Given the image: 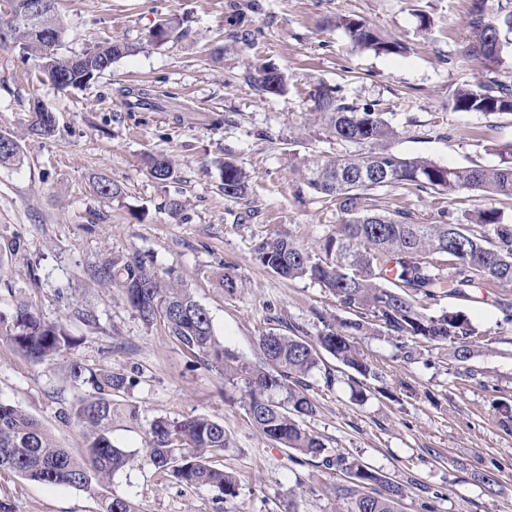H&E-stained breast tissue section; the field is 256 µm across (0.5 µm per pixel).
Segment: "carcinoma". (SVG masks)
<instances>
[{"instance_id":"carcinoma-1","label":"carcinoma","mask_w":512,"mask_h":512,"mask_svg":"<svg viewBox=\"0 0 512 512\" xmlns=\"http://www.w3.org/2000/svg\"><path fill=\"white\" fill-rule=\"evenodd\" d=\"M476 17L465 54L480 65L483 79L448 93V106L458 112L485 116L512 115V77L507 75V54L512 48V9H488L487 0H472ZM185 18L173 14L149 29L147 40L162 46L179 36ZM337 26L351 42L377 53L403 54L406 44L385 38L363 19L343 16ZM63 34L45 41L20 22L13 44L38 61V68L58 88L89 83L112 64L134 52L127 42L114 40L96 45L80 57L89 65L79 67L73 57L58 53ZM255 89L262 94L286 91L285 76L276 68H256ZM124 104L135 109L150 105L148 92L123 86ZM307 128L318 135L359 147L355 153L328 157L306 165L304 182L321 197L336 203L339 224L314 248L300 245L291 235L266 237L253 246L262 266L286 280L309 279L326 288L342 309L353 315L338 320L321 315L323 329L315 337L268 332L259 337L260 358L246 362L224 346L213 330L207 310L181 281L159 272L134 254L96 267L93 278L119 288L128 306L147 325L162 323L183 350L216 368L224 383L242 393L245 412L266 440L296 455L323 458L349 479L340 489L348 499L347 512H399L402 485L360 460L326 455L322 437L305 426L316 413L308 394L307 378L320 369L326 352L367 377L371 364L356 346V338L385 330L390 336L416 337L446 346L455 360H470L482 340L465 318L443 311L428 313L427 305L446 296L481 301L480 288L501 287L492 298L495 307L512 321V224L497 208L480 209L467 223L445 219L422 224L413 213H391L374 208L370 191L399 187L409 192H477L485 198L512 199V148L494 166L449 167L424 157H404L388 143L397 131L375 105L359 107L347 101L339 88L319 84L310 93ZM28 131L50 136L55 129L44 113L32 108ZM13 145L0 146V165L20 160L21 146L13 135L0 134ZM143 163L160 182L176 180L171 161L148 155ZM224 196L241 198L249 187L246 170L228 160L221 162ZM0 335L37 364L53 361L76 347L77 339L59 322H47L25 306L0 312ZM68 378L83 393L71 407V416L84 429L86 448L81 456L60 447L50 431L20 408L0 402V470L38 483L81 489L96 481L105 483L125 469L136 452L112 443L115 420H138L135 406L118 403L135 385V378L93 367L80 358L67 366ZM229 439L224 424L200 414L182 419L159 415L149 423L140 455L156 471L188 487H210L226 498L237 495L235 475L216 467L212 459L224 454ZM105 512H137L131 499L112 495Z\"/></svg>"}]
</instances>
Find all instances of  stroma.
Returning a JSON list of instances; mask_svg holds the SVG:
<instances>
[{"mask_svg": "<svg viewBox=\"0 0 512 512\" xmlns=\"http://www.w3.org/2000/svg\"><path fill=\"white\" fill-rule=\"evenodd\" d=\"M57 11L65 24L62 53L112 39L136 51L85 88L61 90L18 47H0V133L18 136L22 148L19 163L0 166V310L26 306L81 339L53 364L37 365L0 337V402L32 415L79 453L83 430L66 417L79 395L66 379L68 362L126 373L136 383L125 401L138 408L140 422L116 424L114 445L141 448L158 415H209L230 440L214 463L237 476L238 493L225 499L137 463L80 490L2 471L0 500L14 512H101L114 494L130 498L138 512H284L291 499L299 512H346L335 493L346 482L341 472L317 459L294 463L287 449L263 439L223 375L186 354L162 324L143 323L118 289L90 272L133 253L173 272L208 311L225 347L250 362L267 332L314 336L323 313L349 319L318 283L284 280L253 254L258 240L276 232L315 246L339 222L335 204L302 177L309 160L347 150L303 134L309 93L322 83L357 105H377L398 131L390 144L397 153L452 167L499 164L512 147V115L448 107L449 89L480 76L477 61L464 55L471 0H253L234 32L226 25L232 0H57ZM173 13L188 15L184 33L150 44L149 28ZM342 15L405 41L409 53L353 47L334 25ZM259 62L285 72L284 94L254 88ZM124 84L168 92L179 110L127 111L117 92ZM35 101L56 117L52 137L27 131ZM217 114L224 125H212ZM147 154L171 159L177 181L151 178ZM219 157L250 172L244 198L225 197ZM101 176L121 195L99 194ZM175 196L187 202L182 223L168 215ZM371 198L380 210L406 208L426 224L443 210L461 218L487 206L512 222V200L504 197L384 187ZM224 272L238 278L235 291L219 286ZM436 307L468 319L485 347L460 363L444 346L367 334L358 345L378 378L352 382L347 367L324 355L308 379L317 411L306 425L330 453L349 454L401 483V512H424L427 503L434 512H512V422L504 420L512 407V323L468 298ZM81 311L89 321L78 319ZM484 474L495 477L494 489L481 482Z\"/></svg>", "mask_w": 512, "mask_h": 512, "instance_id": "35a3bbf8", "label": "stroma"}]
</instances>
